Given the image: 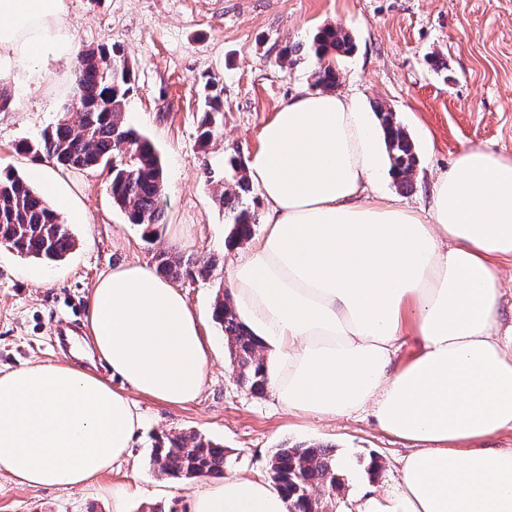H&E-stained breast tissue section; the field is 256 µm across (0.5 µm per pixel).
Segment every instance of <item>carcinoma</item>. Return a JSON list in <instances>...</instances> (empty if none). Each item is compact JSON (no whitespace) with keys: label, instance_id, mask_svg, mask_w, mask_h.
Instances as JSON below:
<instances>
[{"label":"carcinoma","instance_id":"1","mask_svg":"<svg viewBox=\"0 0 512 512\" xmlns=\"http://www.w3.org/2000/svg\"><path fill=\"white\" fill-rule=\"evenodd\" d=\"M354 48L348 32L325 27L313 36L310 50L315 58L314 87L332 90L338 80L337 56ZM116 48H98L95 59L78 62L72 88L76 119L63 115L52 128L21 149L45 156L64 170L88 171L112 165V203L125 213L129 223L156 234L154 228L166 223L161 206L164 191L163 167L153 143L124 122L128 100L134 92L129 69ZM202 117L198 141L208 146L219 131L223 103L218 84H203ZM376 116L383 132L390 171L399 187H413L418 163L415 146L396 120L395 113L378 104ZM232 183L216 180V200L224 209L229 226L228 243L240 244L252 238L258 214L249 203L252 184L237 156L227 159ZM0 242L16 253L56 263L75 247V240L59 214L42 194L22 177H0ZM161 274L206 278L214 269L211 261L161 252ZM212 317L224 332L230 365L238 384L254 395L267 390L268 379L261 343L237 320L230 300L215 299ZM155 473L163 480L192 479L224 474V446L196 433L171 434L152 448ZM272 484L288 499L290 512H329L332 497L342 488L336 469V451L329 445L283 446L274 453L268 472Z\"/></svg>","mask_w":512,"mask_h":512}]
</instances>
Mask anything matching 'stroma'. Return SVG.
I'll use <instances>...</instances> for the list:
<instances>
[{
    "label": "stroma",
    "instance_id": "obj_1",
    "mask_svg": "<svg viewBox=\"0 0 512 512\" xmlns=\"http://www.w3.org/2000/svg\"><path fill=\"white\" fill-rule=\"evenodd\" d=\"M68 22L82 48L119 47L135 92L125 120L154 143L163 166L166 222L155 242L112 204L107 169L66 170L62 186L73 206L59 216L76 246L62 262L22 257L0 243V372L24 364L71 361L110 380L111 370L88 349L84 324L97 282L121 263L155 265L162 251L214 258L207 279L178 286L201 313L209 349L200 396L167 405L135 391L127 396L143 418L128 455L88 485L26 487L0 474V512H112V491L124 489L125 512H191L201 479H159L149 463L158 437L197 433L221 442L225 473L267 477L284 444L334 445L347 462L333 512H351L367 485L395 488L411 448L384 432L371 410L336 419L293 414L271 394L241 388L224 333L212 319L227 289V226L211 176H222L230 153L257 145L260 127L280 102L312 87L310 54L281 62L289 44H310L317 29L344 28L355 48L339 60L337 92L358 95L364 111L381 104L412 138L419 165L412 189L382 171L384 196L419 211L429 206L436 177L470 147L512 157V0H66ZM11 99L0 108V173L29 177L37 162L19 152L23 140L53 126L71 103L73 68L58 60L17 64ZM221 87L224 117L208 147L197 140L196 84ZM75 323L71 347L57 329Z\"/></svg>",
    "mask_w": 512,
    "mask_h": 512
}]
</instances>
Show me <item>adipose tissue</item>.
Wrapping results in <instances>:
<instances>
[{
	"mask_svg": "<svg viewBox=\"0 0 512 512\" xmlns=\"http://www.w3.org/2000/svg\"><path fill=\"white\" fill-rule=\"evenodd\" d=\"M66 16L65 0H0V85L18 62H76ZM258 141L243 167L265 227L228 283L237 319L270 350L272 396L326 419L371 410L412 445L400 484L364 489L355 512H512V448L485 445L512 430V323L500 303L512 158L461 152L416 212L366 196L383 155L356 96L298 90ZM85 327L122 390L69 363L0 374V473L19 483L76 487L109 470L142 426L128 391L179 405L203 390L201 320L153 267L102 277ZM192 512L289 503L266 480L228 474L209 479Z\"/></svg>",
	"mask_w": 512,
	"mask_h": 512,
	"instance_id": "adipose-tissue-1",
	"label": "adipose tissue"
}]
</instances>
